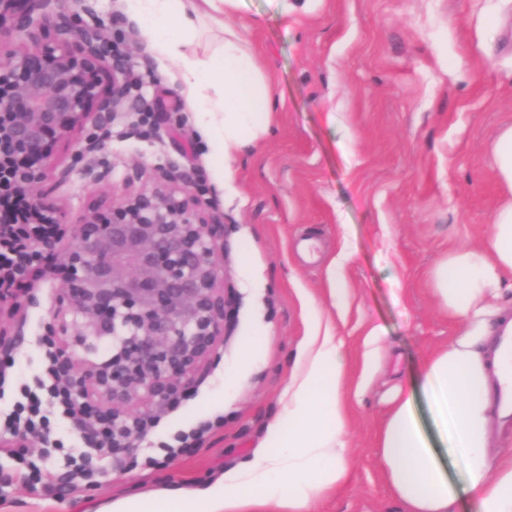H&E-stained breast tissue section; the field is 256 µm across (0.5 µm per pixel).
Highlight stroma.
<instances>
[{
  "label": "stroma",
  "mask_w": 512,
  "mask_h": 512,
  "mask_svg": "<svg viewBox=\"0 0 512 512\" xmlns=\"http://www.w3.org/2000/svg\"><path fill=\"white\" fill-rule=\"evenodd\" d=\"M243 0L232 21L271 79L267 133L228 164H214L181 93L178 60L160 53L123 0H87L81 25L101 28L109 53L127 57L139 87L106 127L102 148L57 142L66 181L39 186L70 236L102 198L151 185L177 165L224 218L218 257L236 294L216 358L194 395L163 414L147 441L170 440L223 417L202 447L155 468L101 477L91 491L22 484L0 512H94L106 501L176 488L202 489L248 461L280 417L312 336L332 329L347 353L350 485L319 512H399L383 477L378 436L390 399L424 353L457 329L435 297L430 271L452 248L489 232L503 199L491 148L512 123V0ZM342 266L346 299L333 305L328 270ZM36 296L0 325L20 335L21 382L41 373L40 338L60 278L34 271ZM383 333L379 371L364 376L370 327ZM268 343L241 352L256 331Z\"/></svg>",
  "instance_id": "obj_1"
}]
</instances>
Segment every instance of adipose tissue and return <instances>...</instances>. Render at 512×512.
<instances>
[{
    "label": "adipose tissue",
    "instance_id": "adipose-tissue-1",
    "mask_svg": "<svg viewBox=\"0 0 512 512\" xmlns=\"http://www.w3.org/2000/svg\"><path fill=\"white\" fill-rule=\"evenodd\" d=\"M242 0H125L146 35L182 65L188 109L210 148L226 161L269 128L274 99L248 41L226 18ZM224 33L222 44L200 52L203 22ZM493 163L506 195L485 239L452 249L431 273L434 294L459 327L440 349L426 353L406 389L391 401L380 436V463L402 512H456L462 498L475 512H512V448L491 451V431L503 418L498 389L512 384V352L499 336L512 332L500 298L512 292V125L498 130ZM346 353L332 331L314 337L288 389L281 418L245 464L204 489L179 488L153 497L104 504L98 512H317L351 482L345 436ZM425 401L434 429L420 425ZM464 462L461 480L448 476L439 454Z\"/></svg>",
    "mask_w": 512,
    "mask_h": 512
}]
</instances>
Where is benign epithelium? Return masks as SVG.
<instances>
[{
	"instance_id": "1",
	"label": "benign epithelium",
	"mask_w": 512,
	"mask_h": 512,
	"mask_svg": "<svg viewBox=\"0 0 512 512\" xmlns=\"http://www.w3.org/2000/svg\"><path fill=\"white\" fill-rule=\"evenodd\" d=\"M0 0V28L34 41L0 68V243L18 224H57L55 208L37 187L53 169L49 144L86 125L102 130L124 109L133 85L125 60L112 56V88L101 89L107 63L104 36L76 21L80 0ZM53 28L55 46L35 43ZM203 190L182 181L175 165L164 181L131 189L79 221L69 246L60 236L32 239L15 265L0 271V315L28 303L27 289L6 287L35 265L63 275L46 340L54 348L56 380L93 408L91 423L140 436L147 416L164 411L192 386L224 342L231 305L216 263L224 225L204 210ZM106 342L111 352L96 356Z\"/></svg>"
}]
</instances>
